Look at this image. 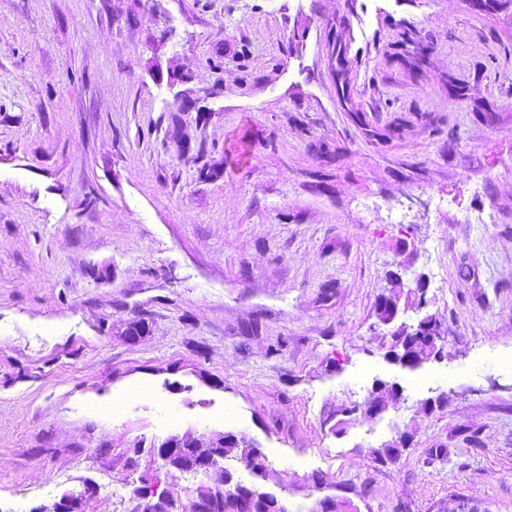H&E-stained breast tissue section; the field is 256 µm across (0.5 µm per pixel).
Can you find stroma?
Here are the masks:
<instances>
[{
  "label": "stroma",
  "mask_w": 512,
  "mask_h": 512,
  "mask_svg": "<svg viewBox=\"0 0 512 512\" xmlns=\"http://www.w3.org/2000/svg\"><path fill=\"white\" fill-rule=\"evenodd\" d=\"M223 432L291 512H512V4L0 0V512ZM420 329V334H414V330ZM413 331L406 336H391V343L386 356L392 361H398L400 365L408 369H417L425 361L436 358L441 354V348L431 343L430 338L434 336L437 342L441 341L442 334L435 336L442 331L441 323L436 317L426 315L419 320Z\"/></svg>",
  "instance_id": "stroma-1"
}]
</instances>
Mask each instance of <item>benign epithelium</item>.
<instances>
[{
	"instance_id": "1",
	"label": "benign epithelium",
	"mask_w": 512,
	"mask_h": 512,
	"mask_svg": "<svg viewBox=\"0 0 512 512\" xmlns=\"http://www.w3.org/2000/svg\"><path fill=\"white\" fill-rule=\"evenodd\" d=\"M156 454L163 466L173 470L186 456H193V476L200 478L199 491L188 502L177 505L169 495L151 487L139 496L142 512H217V505L226 497L236 502L239 512H255L252 486L224 480V435H218L206 446L190 435L172 437L156 449ZM95 492V487L88 484L80 491L63 493L50 504L35 506L32 512H84L85 502Z\"/></svg>"
}]
</instances>
